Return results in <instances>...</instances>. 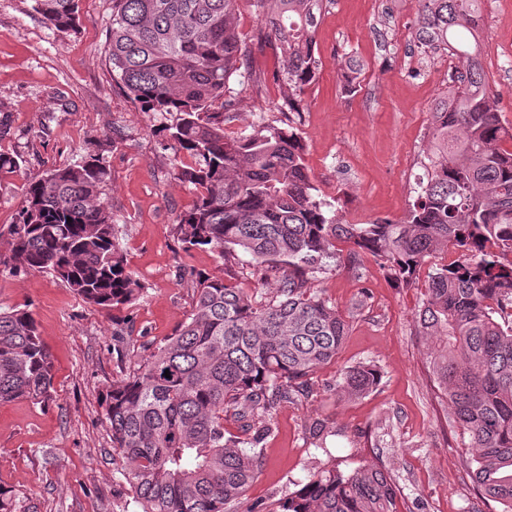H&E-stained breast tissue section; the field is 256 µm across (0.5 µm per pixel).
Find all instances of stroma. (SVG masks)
<instances>
[{
    "label": "stroma",
    "instance_id": "stroma-1",
    "mask_svg": "<svg viewBox=\"0 0 512 512\" xmlns=\"http://www.w3.org/2000/svg\"><path fill=\"white\" fill-rule=\"evenodd\" d=\"M34 0H0V152L18 158L20 173L0 177V225L14 223L26 178L78 163L100 151L111 176L105 198L119 246L142 286L118 311L83 303L59 279L36 273L0 277V306H28L55 365L52 398L0 404V486L25 512H139L112 454L102 397L132 373L144 344L169 336L190 314L193 290L181 268L224 279L251 299L276 295L279 274L245 255L223 261L204 250L182 251L176 219L195 198L176 180L172 153L155 128L164 115L139 111L112 78L105 57L112 0H79L74 30L48 26ZM417 0H324L315 32L318 68L299 111L284 104L274 74L280 56L258 47L260 22L243 7L237 31L252 54L230 78L236 91L224 131L245 136L261 126L296 132L319 199L343 219L365 224L403 220L427 162L430 111L453 90L449 55L421 48ZM480 61L512 127V0H482ZM340 242L319 259L310 284L340 312L350 330L334 363L313 375L308 397L279 408L263 445L261 468L236 512L276 501L321 468L350 473L379 464L400 490L401 512H502L478 498L465 467L450 405L430 369V340L415 317L434 265L415 286L395 280L372 257H352ZM375 365L376 388L360 398L326 392L342 369ZM323 438L309 434L313 422Z\"/></svg>",
    "mask_w": 512,
    "mask_h": 512
}]
</instances>
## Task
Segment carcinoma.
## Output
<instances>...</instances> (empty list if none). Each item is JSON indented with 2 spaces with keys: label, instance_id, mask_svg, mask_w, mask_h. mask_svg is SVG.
<instances>
[{
  "label": "carcinoma",
  "instance_id": "obj_1",
  "mask_svg": "<svg viewBox=\"0 0 512 512\" xmlns=\"http://www.w3.org/2000/svg\"><path fill=\"white\" fill-rule=\"evenodd\" d=\"M34 2L55 29L75 28L79 0ZM322 2L112 0V75L139 111L171 116L153 133L173 151V175L196 191L177 219L183 249L221 259L240 251L282 271L276 297L264 302L222 278L186 272L191 313L103 399L121 475L142 512H231L261 467L273 416L312 391L311 375L336 359L349 333V321L310 288L312 264L349 242L410 284L427 258L450 249L458 259L429 273L417 324L440 337L431 372L467 447L478 449L472 482L512 512V151L500 147L512 132L480 63L481 0H418L421 46L450 49L466 69L432 112L428 163L408 215L370 224H346L317 198L296 133H224L229 79L251 54L236 30L241 5L260 18L258 42L279 50L275 80L294 110L315 76ZM108 177L103 158L90 154L27 179L25 205L0 225V275L51 273L88 304L131 303L140 286L115 242ZM377 379L359 363L328 391L360 397ZM53 380L30 310L0 309V403H43ZM228 415L234 432L224 426ZM275 512L400 510L391 477L370 465L347 475L323 470Z\"/></svg>",
  "mask_w": 512,
  "mask_h": 512
}]
</instances>
